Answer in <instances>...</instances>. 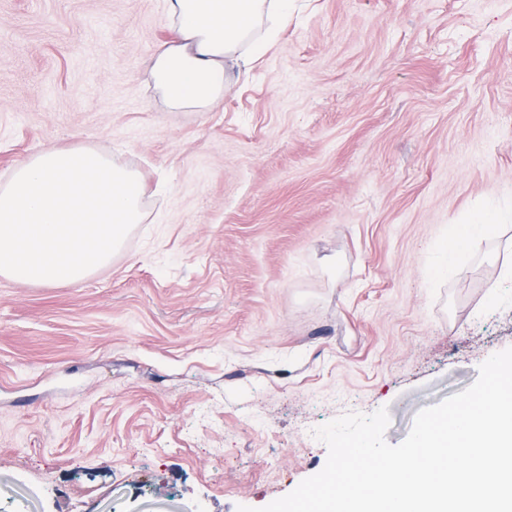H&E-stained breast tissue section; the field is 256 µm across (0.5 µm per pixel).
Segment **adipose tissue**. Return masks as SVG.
I'll return each instance as SVG.
<instances>
[{"label": "adipose tissue", "instance_id": "adipose-tissue-1", "mask_svg": "<svg viewBox=\"0 0 512 512\" xmlns=\"http://www.w3.org/2000/svg\"><path fill=\"white\" fill-rule=\"evenodd\" d=\"M177 42L162 44L151 77L174 109L205 111L224 96L227 65L249 64L240 49L261 27L288 23V0H167Z\"/></svg>", "mask_w": 512, "mask_h": 512}]
</instances>
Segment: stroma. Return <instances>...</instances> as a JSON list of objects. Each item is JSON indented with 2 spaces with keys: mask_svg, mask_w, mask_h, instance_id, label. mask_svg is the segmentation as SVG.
Wrapping results in <instances>:
<instances>
[{
  "mask_svg": "<svg viewBox=\"0 0 512 512\" xmlns=\"http://www.w3.org/2000/svg\"><path fill=\"white\" fill-rule=\"evenodd\" d=\"M166 0H0V183L48 144L138 172L142 224L70 285L0 277V512H237L325 465L312 431L417 413L512 347V0H298L221 104L148 65ZM506 226L511 227V224H499V221L492 217H485L476 224L458 225L455 236L448 240L444 250L448 256H453L469 249L478 240L497 236Z\"/></svg>",
  "mask_w": 512,
  "mask_h": 512,
  "instance_id": "1",
  "label": "stroma"
}]
</instances>
